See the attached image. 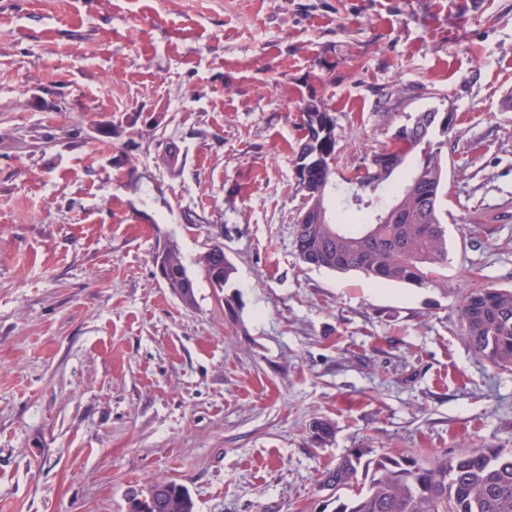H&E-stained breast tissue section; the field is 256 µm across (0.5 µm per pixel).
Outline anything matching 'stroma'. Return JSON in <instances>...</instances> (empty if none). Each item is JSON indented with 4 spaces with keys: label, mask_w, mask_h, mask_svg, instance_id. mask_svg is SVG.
Segmentation results:
<instances>
[{
    "label": "stroma",
    "mask_w": 512,
    "mask_h": 512,
    "mask_svg": "<svg viewBox=\"0 0 512 512\" xmlns=\"http://www.w3.org/2000/svg\"><path fill=\"white\" fill-rule=\"evenodd\" d=\"M510 93L512 0H0V512H126L156 479L197 512H321L352 448L511 449L512 370L459 321L512 289ZM312 96L340 178L455 114L447 287L299 262ZM201 272L213 288L220 290L228 284L234 273L232 263L224 255V247L214 244L200 260ZM166 255L165 260L169 266V275L168 280L170 286L174 292L185 290V294L188 296L185 302L191 303L195 298V279L188 272L184 264L182 263L180 257L176 253L175 249L170 247H165ZM156 269L159 277L165 283L167 280L168 267L165 262H163V257L160 258L159 262L156 265Z\"/></svg>",
    "instance_id": "stroma-1"
}]
</instances>
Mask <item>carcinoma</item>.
<instances>
[{"mask_svg": "<svg viewBox=\"0 0 512 512\" xmlns=\"http://www.w3.org/2000/svg\"><path fill=\"white\" fill-rule=\"evenodd\" d=\"M323 136L324 168L307 170V220L297 222L295 246L304 265L332 271H359L376 282H399L417 288H441L448 265L445 227L446 158L454 126L433 127L420 137L409 155L420 156L416 168L391 190L390 203L371 210L373 200L345 210L360 229L351 231L313 205L315 194L325 195L336 173V124L331 112L302 113L300 148L296 157L314 150L310 131ZM401 204L400 212L384 224L376 215ZM371 235H365L366 228ZM168 280L173 291H183L186 302L195 298V279L173 248H166ZM204 278L224 289L234 273L224 247L213 245L200 260ZM462 332L470 347L498 369L512 370V289L478 285L465 292L459 309ZM320 483L336 497L326 500L331 512H512V450L474 448L456 457L431 462L402 453L378 454L372 448H352L325 468ZM157 501L155 512H195L188 489L170 480H154L126 498V512H145Z\"/></svg>", "mask_w": 512, "mask_h": 512, "instance_id": "cac0c4a2", "label": "carcinoma"}]
</instances>
